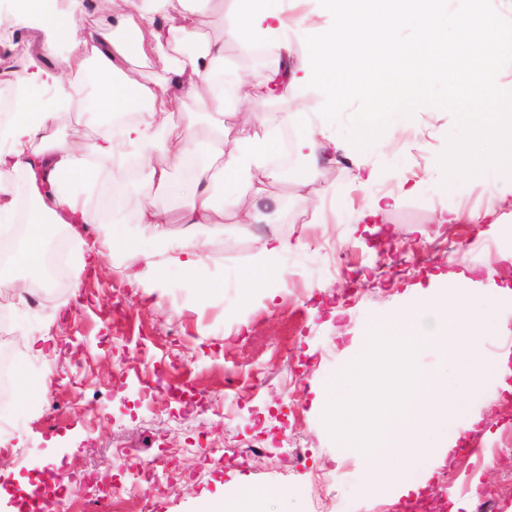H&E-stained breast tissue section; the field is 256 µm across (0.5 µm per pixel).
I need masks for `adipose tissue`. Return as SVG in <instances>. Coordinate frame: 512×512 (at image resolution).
Listing matches in <instances>:
<instances>
[{
    "label": "adipose tissue",
    "mask_w": 512,
    "mask_h": 512,
    "mask_svg": "<svg viewBox=\"0 0 512 512\" xmlns=\"http://www.w3.org/2000/svg\"><path fill=\"white\" fill-rule=\"evenodd\" d=\"M189 0H158L156 12L145 11L139 0H97L110 23L78 42L67 63L69 72L90 69L95 73L101 95L97 107L107 116L136 113L134 121L118 128L102 126L97 137H89L83 126L74 127L69 138H59L54 130L58 113L68 111L73 94L64 91L63 74L39 70L43 83L59 86L50 99L32 92L21 100L19 110L0 125V172L26 174L29 202L27 233L14 249L9 262L0 267V293L10 294L16 303L26 304L28 290L42 267L45 243L43 228L48 224H100V248H121L140 271L132 278L140 282L165 280L164 267L155 260L157 252L185 254L182 266L194 274L206 246V228L215 223L220 209L233 212L238 223L258 222L257 211L242 207L244 196L268 198L270 187L280 179V169L271 162L278 148L272 135L237 142L224 134V105H240L242 124L263 123L259 102L273 98L290 103L295 95L291 78L302 77L301 61L292 60L293 31L310 28L308 15L285 18L279 0H234L231 35L244 49L258 46L289 58L288 74L273 69L254 79L235 80L225 91L212 85L213 71L224 62L223 45L203 40L194 20ZM171 18V25L157 24V14ZM150 30L159 48V62L175 76L173 87L160 88L138 76L140 61L147 57L143 30ZM193 97L208 108L213 133L206 144L196 138L193 113L184 109L185 97ZM132 150L142 161L149 188L139 213V224L153 227L150 246H143L136 227L104 221L86 203L82 192L98 174L97 160L112 159ZM182 199L180 223L186 229L171 236L172 199ZM291 240L272 236L259 242L258 266L239 272L242 303L253 293L270 287L282 275L276 259L293 249ZM272 491L244 484L232 496L203 497L199 512H262Z\"/></svg>",
    "instance_id": "obj_1"
}]
</instances>
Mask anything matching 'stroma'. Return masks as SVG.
Listing matches in <instances>:
<instances>
[{"label": "stroma", "instance_id": "1", "mask_svg": "<svg viewBox=\"0 0 512 512\" xmlns=\"http://www.w3.org/2000/svg\"><path fill=\"white\" fill-rule=\"evenodd\" d=\"M232 0H211L198 13L205 38L223 44L224 68L245 79L273 66L249 61L229 32ZM59 19L68 34L45 32L37 16L15 11L0 0V67L24 63L44 39L55 43L44 65L64 68L72 41L107 25L108 14L95 0H57ZM455 126L446 110L424 105L391 149L378 144L359 149L347 138L349 116L329 123L341 148L333 160L309 166L300 151L270 198L257 201L260 225L236 223L225 215L210 227L200 277L221 282L217 294H205L178 265L167 264L160 288L131 283L121 251L95 254L101 228L82 224L68 236L66 274H79V288L62 284L45 293L38 309L7 308L10 331L11 387L0 420L9 426L0 435V490L15 495L26 480L41 475L60 482L70 473L90 472L113 448L123 457L107 477L126 482L132 467L146 468L164 458L162 494L153 512H197L207 494L228 493L240 482L287 491L272 499L269 512H400L388 495L365 497L358 485L366 461L340 447L316 403L325 380L350 364L373 324L411 305L422 286L439 275H463L475 302L489 305L500 328L481 347L493 358L512 353V293L505 274L512 272V182L495 179L445 183L439 157ZM375 169L376 183L355 190V178ZM310 184L300 202V184ZM400 196L395 208L358 219L369 196ZM345 200L346 223L315 224L314 213ZM472 211L477 223H440L442 213ZM304 238L305 246L284 256L283 277L272 290H259L242 306L238 271L251 264L263 231ZM346 253L336 269L327 266V251ZM51 321L45 357H33L25 340ZM166 366L172 381L203 390L212 405L192 410L157 393L155 369ZM80 372L82 387L69 383ZM44 375L55 385L45 398L26 394L22 378ZM512 410V393L486 380L469 411L486 416L471 430L479 454H451L438 467L432 485L448 494L453 512H464L467 494L449 482L458 472L498 500L497 512H512L505 482L512 478V427L504 417ZM222 445L224 462L211 460L202 443ZM259 441L264 453L248 452ZM306 453L297 466L286 444ZM143 491L127 495L119 509L109 503L91 508L86 489L68 485L63 512H144Z\"/></svg>", "mask_w": 512, "mask_h": 512}]
</instances>
